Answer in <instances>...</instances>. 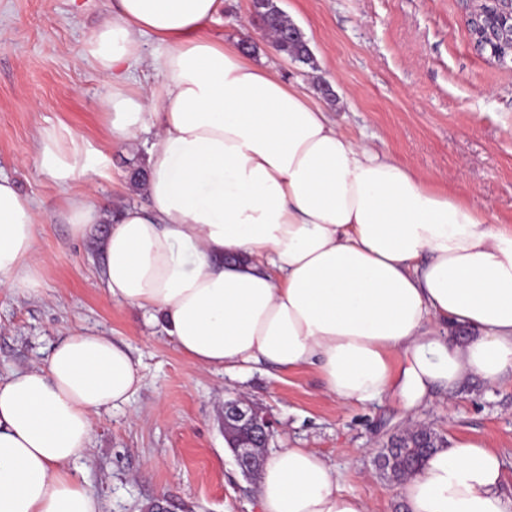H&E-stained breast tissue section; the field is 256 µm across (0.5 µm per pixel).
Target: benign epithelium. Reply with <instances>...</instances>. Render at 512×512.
Masks as SVG:
<instances>
[{"label": "benign epithelium", "instance_id": "obj_1", "mask_svg": "<svg viewBox=\"0 0 512 512\" xmlns=\"http://www.w3.org/2000/svg\"><path fill=\"white\" fill-rule=\"evenodd\" d=\"M488 22L512 32V0H470L465 25L473 46L481 53L483 28ZM276 426L270 413L261 407L240 400L224 403L225 438L243 474H251L260 465Z\"/></svg>", "mask_w": 512, "mask_h": 512}]
</instances>
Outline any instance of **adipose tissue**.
Wrapping results in <instances>:
<instances>
[{
  "instance_id": "obj_1",
  "label": "adipose tissue",
  "mask_w": 512,
  "mask_h": 512,
  "mask_svg": "<svg viewBox=\"0 0 512 512\" xmlns=\"http://www.w3.org/2000/svg\"><path fill=\"white\" fill-rule=\"evenodd\" d=\"M223 8L112 0L81 51L112 86L109 140L147 146L146 204L73 193L107 156L66 126L38 132L34 165L64 193L70 235L99 234L112 298L161 323L195 365L311 367L343 407L390 394L411 412L472 378L512 381V226L347 137L241 46L202 36ZM150 39L165 49L148 58ZM141 66L154 87H130ZM45 220L0 174V288L37 294ZM139 384L125 347L85 331L0 379V512H102L73 466L94 414ZM395 488L404 512H512L504 463L479 439L434 449ZM257 496L259 512H370L311 448L267 457Z\"/></svg>"
}]
</instances>
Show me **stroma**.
Wrapping results in <instances>:
<instances>
[{
	"mask_svg": "<svg viewBox=\"0 0 512 512\" xmlns=\"http://www.w3.org/2000/svg\"><path fill=\"white\" fill-rule=\"evenodd\" d=\"M278 5L294 15L314 66L267 49L250 0H224L205 33L250 42L255 58L311 91L347 136L512 225V67L474 50L464 0ZM106 10L107 0H0V173L43 211L63 198L32 163L36 131L48 120L108 156L95 201L116 208L145 201L127 186L131 164H145L146 151L107 141L101 112L109 86L76 58ZM324 81L332 96L319 93ZM38 248L46 259L39 295L0 290V376L43 362L53 344L83 328L126 347L141 378L128 403L95 416L89 456L79 464L103 512H258L257 480L243 476L224 437V403L239 397L276 418L271 447L317 449L336 465L342 488L369 499L371 512H403L393 483L374 465L376 452L405 427L398 399L341 408L310 367H197L159 323L112 300L93 239L71 238L49 220L39 228ZM416 420L447 442L485 440L504 459L512 487L511 383L469 381L420 408Z\"/></svg>",
	"mask_w": 512,
	"mask_h": 512,
	"instance_id": "stroma-1",
	"label": "stroma"
}]
</instances>
